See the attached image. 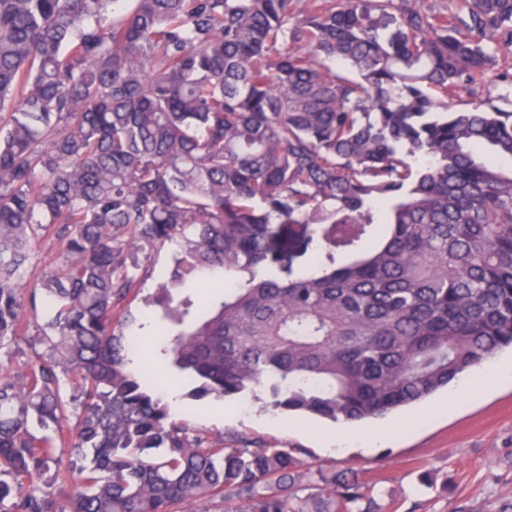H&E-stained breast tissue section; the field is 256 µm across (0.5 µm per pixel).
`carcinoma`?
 Here are the masks:
<instances>
[{
  "label": "carcinoma",
  "instance_id": "obj_1",
  "mask_svg": "<svg viewBox=\"0 0 512 512\" xmlns=\"http://www.w3.org/2000/svg\"><path fill=\"white\" fill-rule=\"evenodd\" d=\"M506 53L512 0H0V347L26 301L46 346L0 365V512H369L300 448L173 418L128 306L176 247L143 316L187 326L191 395L333 423L512 349V69L450 104ZM56 248L55 242L47 236L35 242L30 252L29 262L24 270V283L33 286L40 276L50 268ZM174 247H166L156 252L139 272L140 288L138 298L134 301L131 311L139 318L143 307V298L155 293L156 288L166 282L173 266L172 254Z\"/></svg>",
  "mask_w": 512,
  "mask_h": 512
}]
</instances>
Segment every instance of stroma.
<instances>
[{
	"mask_svg": "<svg viewBox=\"0 0 512 512\" xmlns=\"http://www.w3.org/2000/svg\"><path fill=\"white\" fill-rule=\"evenodd\" d=\"M470 392L456 388L374 423L381 443L336 448L333 425L281 414L264 401L213 396L192 400L178 372L163 368L161 384L177 388L166 404L212 437H245L275 448L305 449L311 470L354 474L366 486L372 512H504L512 504V381L495 373L469 375Z\"/></svg>",
	"mask_w": 512,
	"mask_h": 512,
	"instance_id": "stroma-1",
	"label": "stroma"
}]
</instances>
